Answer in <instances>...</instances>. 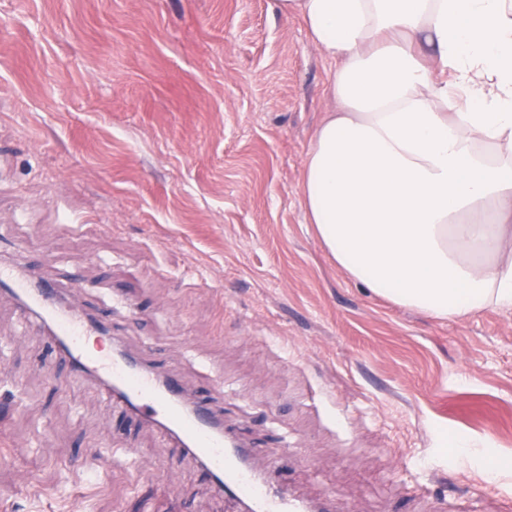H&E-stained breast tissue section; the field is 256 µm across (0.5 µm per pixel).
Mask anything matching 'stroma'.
<instances>
[{"label":"stroma","instance_id":"35a3bbf8","mask_svg":"<svg viewBox=\"0 0 512 512\" xmlns=\"http://www.w3.org/2000/svg\"><path fill=\"white\" fill-rule=\"evenodd\" d=\"M336 67L274 0H0V265L73 290L97 346L185 397L221 385L267 479L328 512H421L420 487L498 512L512 311L437 320L337 268L301 204ZM50 341L0 292V512H217Z\"/></svg>","mask_w":512,"mask_h":512}]
</instances>
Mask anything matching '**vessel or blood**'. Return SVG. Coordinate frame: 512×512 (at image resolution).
Instances as JSON below:
<instances>
[{"instance_id":"vessel-or-blood-1","label":"vessel or blood","mask_w":512,"mask_h":512,"mask_svg":"<svg viewBox=\"0 0 512 512\" xmlns=\"http://www.w3.org/2000/svg\"><path fill=\"white\" fill-rule=\"evenodd\" d=\"M11 284L23 305L49 324L75 375L105 382L137 415L166 428L187 452L216 474L219 499L245 502L252 512H313L311 505L283 489L257 482L248 451L231 446L223 421L207 404L196 405L190 414L183 410L177 380L158 382L138 357L118 350L90 352L85 338L96 331L97 325L80 304L62 312L57 308L59 292L55 287L16 278Z\"/></svg>"}]
</instances>
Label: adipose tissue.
<instances>
[{
    "label": "adipose tissue",
    "mask_w": 512,
    "mask_h": 512,
    "mask_svg": "<svg viewBox=\"0 0 512 512\" xmlns=\"http://www.w3.org/2000/svg\"><path fill=\"white\" fill-rule=\"evenodd\" d=\"M335 108L301 193L339 269L440 320L512 310V0H275Z\"/></svg>",
    "instance_id": "adipose-tissue-1"
}]
</instances>
